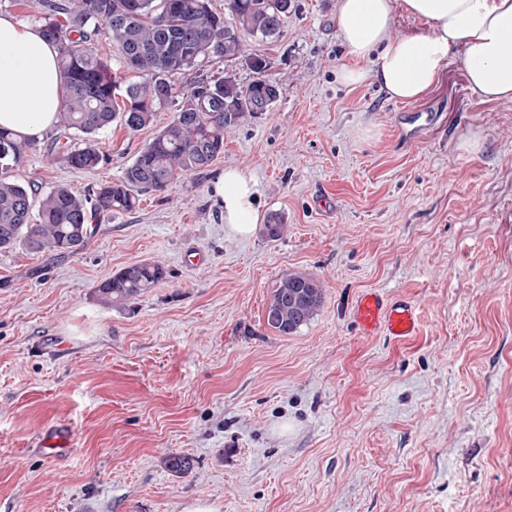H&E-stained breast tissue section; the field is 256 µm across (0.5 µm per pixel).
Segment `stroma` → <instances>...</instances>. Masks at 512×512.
Returning <instances> with one entry per match:
<instances>
[{"instance_id":"obj_1","label":"stroma","mask_w":512,"mask_h":512,"mask_svg":"<svg viewBox=\"0 0 512 512\" xmlns=\"http://www.w3.org/2000/svg\"><path fill=\"white\" fill-rule=\"evenodd\" d=\"M294 5L279 37L242 33L280 97L225 131L207 171L102 221L78 253L0 251V512H512V102L475 95L456 52L408 103L343 83L336 0ZM228 70L253 79L207 56L176 82ZM407 109L433 115L413 142ZM175 110L136 133L113 123L96 170L37 150L15 177L118 180ZM228 167L253 178L262 217H284L282 238L229 232L213 196ZM141 261L165 280L105 305L98 285ZM292 272L324 302L282 336L266 313ZM372 289L417 302L416 336L359 334L349 310ZM55 421L76 433L58 459L34 445ZM171 453L191 473L170 472Z\"/></svg>"}]
</instances>
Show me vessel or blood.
I'll return each instance as SVG.
<instances>
[{
  "label": "vessel or blood",
  "instance_id": "obj_1",
  "mask_svg": "<svg viewBox=\"0 0 512 512\" xmlns=\"http://www.w3.org/2000/svg\"><path fill=\"white\" fill-rule=\"evenodd\" d=\"M353 320L364 334L385 333L397 340L414 336L420 323L418 308L409 301H389L374 291L361 293L353 307ZM37 447L60 453L74 447V431L68 425L47 424L36 440Z\"/></svg>",
  "mask_w": 512,
  "mask_h": 512
}]
</instances>
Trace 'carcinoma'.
Wrapping results in <instances>:
<instances>
[{"mask_svg": "<svg viewBox=\"0 0 512 512\" xmlns=\"http://www.w3.org/2000/svg\"><path fill=\"white\" fill-rule=\"evenodd\" d=\"M43 7V37L57 45L63 92L59 124L72 140L55 139L44 147L49 163L76 170H93L107 163L101 135L120 121L130 132L148 126L156 108L179 101L171 122L143 147L122 177L82 194L58 184L45 192L23 183L13 173L23 168L36 144L0 129V250L17 245L34 253L79 252L95 232L94 221L110 219L138 207L140 196L164 193L176 180L208 170L224 153V131L270 111L277 98L266 75V59L247 51L240 32L261 38L281 35L293 0H224L231 16L210 8L209 0H38ZM105 26L124 68L142 74L138 83L122 86L115 72L91 46L92 36ZM217 56L240 62L254 74L246 86L234 73L200 82L181 92L174 78L199 58ZM121 102H116V97ZM286 230L279 213L269 216L263 233L280 239ZM166 277L155 261L132 263L102 282L101 299L124 307ZM323 286L303 272L281 277L272 291L268 325L281 335H293L320 310ZM166 467L178 475L193 469L180 454L166 457Z\"/></svg>", "mask_w": 512, "mask_h": 512, "instance_id": "obj_1", "label": "carcinoma"}]
</instances>
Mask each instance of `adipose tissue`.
<instances>
[{
    "label": "adipose tissue",
    "mask_w": 512,
    "mask_h": 512,
    "mask_svg": "<svg viewBox=\"0 0 512 512\" xmlns=\"http://www.w3.org/2000/svg\"><path fill=\"white\" fill-rule=\"evenodd\" d=\"M420 20L396 31L395 15ZM336 28L352 64L344 81L373 78L391 99L413 101L436 84L451 50L461 49L467 82L482 99L512 101V0H337ZM59 53L39 28L0 14V127L31 141L56 124ZM372 69H364V62ZM256 186L236 168L214 186L224 222L247 234L260 220Z\"/></svg>",
    "instance_id": "adipose-tissue-1"
}]
</instances>
